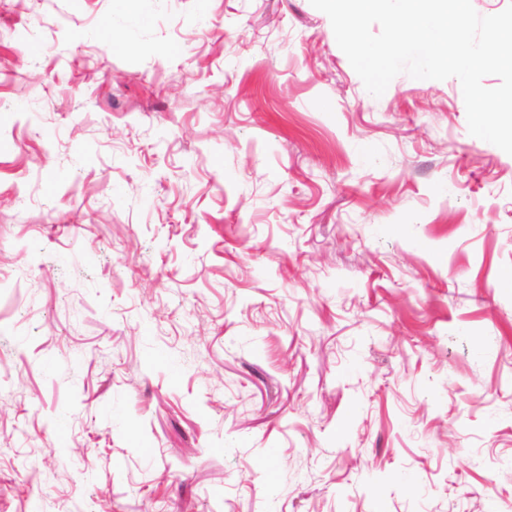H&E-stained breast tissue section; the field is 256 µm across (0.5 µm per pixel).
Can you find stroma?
I'll use <instances>...</instances> for the list:
<instances>
[{"instance_id":"35a3bbf8","label":"stroma","mask_w":512,"mask_h":512,"mask_svg":"<svg viewBox=\"0 0 512 512\" xmlns=\"http://www.w3.org/2000/svg\"><path fill=\"white\" fill-rule=\"evenodd\" d=\"M101 496L512 512V155L457 78L372 96L310 0H0V512Z\"/></svg>"}]
</instances>
